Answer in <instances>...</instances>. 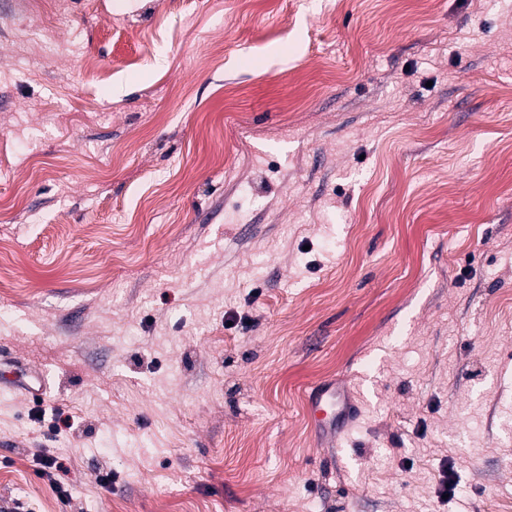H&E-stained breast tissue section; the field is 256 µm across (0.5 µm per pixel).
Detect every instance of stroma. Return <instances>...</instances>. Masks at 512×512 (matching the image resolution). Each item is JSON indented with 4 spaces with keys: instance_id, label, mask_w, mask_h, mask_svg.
<instances>
[{
    "instance_id": "obj_1",
    "label": "stroma",
    "mask_w": 512,
    "mask_h": 512,
    "mask_svg": "<svg viewBox=\"0 0 512 512\" xmlns=\"http://www.w3.org/2000/svg\"><path fill=\"white\" fill-rule=\"evenodd\" d=\"M0 243V499L512 512V0H0ZM311 420L323 436L324 449L350 431L357 420V404L348 387L341 382H318L306 394ZM35 465V475L48 483L58 501L68 503L70 495L65 477L70 470L66 465V459L53 453L42 452L37 455Z\"/></svg>"
}]
</instances>
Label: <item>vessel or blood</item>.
<instances>
[{
	"mask_svg": "<svg viewBox=\"0 0 512 512\" xmlns=\"http://www.w3.org/2000/svg\"><path fill=\"white\" fill-rule=\"evenodd\" d=\"M306 403L311 420L328 449L335 447L337 441L350 431L358 416L352 393L340 382L322 381L311 386Z\"/></svg>",
	"mask_w": 512,
	"mask_h": 512,
	"instance_id": "vessel-or-blood-1",
	"label": "vessel or blood"
}]
</instances>
